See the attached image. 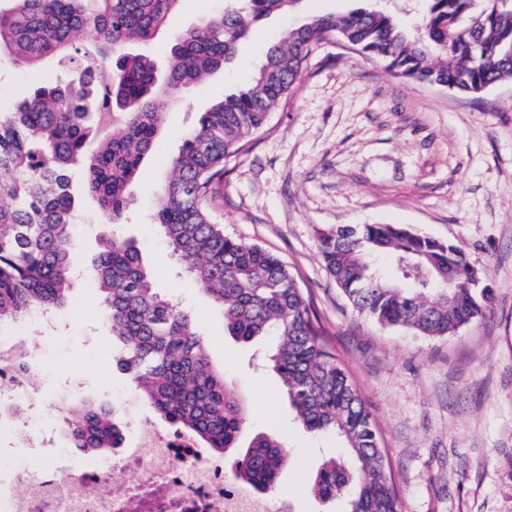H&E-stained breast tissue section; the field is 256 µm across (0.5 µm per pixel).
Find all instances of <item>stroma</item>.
<instances>
[{"instance_id":"35a3bbf8","label":"stroma","mask_w":512,"mask_h":512,"mask_svg":"<svg viewBox=\"0 0 512 512\" xmlns=\"http://www.w3.org/2000/svg\"><path fill=\"white\" fill-rule=\"evenodd\" d=\"M375 0H302L298 11L261 21L223 71L208 76L168 113L131 192L137 203L118 233L132 240L158 288L188 311L212 363L250 408L248 430L278 434L290 461L267 495L271 508L344 512L310 485L323 461L345 455L336 435L316 437L296 420L265 362L276 344L224 334V318L186 275L152 227L153 203L170 177L181 137L224 94L244 85L287 29ZM225 0H182L165 36L220 12ZM214 212L227 233L274 253L308 295L331 347L368 402L388 449L401 512H512V81L475 95L419 83L331 38L310 57L294 94L278 103L250 150L226 160ZM400 224L452 243L486 275L494 302L453 334L426 337L380 325L352 306L326 270L323 234L339 225ZM100 217L82 198L75 256L83 268L59 328L37 348L36 410L14 424L0 471L30 463L36 429L57 431L56 452L73 458L61 411L90 395L117 406L128 445L162 422L106 352L109 328L93 318L92 258Z\"/></svg>"}]
</instances>
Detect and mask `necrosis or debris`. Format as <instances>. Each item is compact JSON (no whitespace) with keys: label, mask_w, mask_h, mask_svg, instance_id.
Wrapping results in <instances>:
<instances>
[{"label":"necrosis or debris","mask_w":512,"mask_h":512,"mask_svg":"<svg viewBox=\"0 0 512 512\" xmlns=\"http://www.w3.org/2000/svg\"><path fill=\"white\" fill-rule=\"evenodd\" d=\"M30 347L27 336L0 344V401L32 405L28 388L15 382L14 369L4 359ZM28 446L37 461L20 474L27 492L14 496L0 479V512H269L267 500L233 480L223 458L170 427L146 434L116 459L89 466L62 465L49 431L33 432ZM116 464L134 471L135 480L120 493L101 492Z\"/></svg>","instance_id":"obj_1"}]
</instances>
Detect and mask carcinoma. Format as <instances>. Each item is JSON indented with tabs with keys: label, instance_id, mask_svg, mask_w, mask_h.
Instances as JSON below:
<instances>
[{
	"label": "carcinoma",
	"instance_id": "obj_1",
	"mask_svg": "<svg viewBox=\"0 0 512 512\" xmlns=\"http://www.w3.org/2000/svg\"><path fill=\"white\" fill-rule=\"evenodd\" d=\"M181 0H16L0 7V56L33 73L47 59L54 75L0 113V332L31 310L58 312L72 291L78 204L72 174L93 197L106 231L93 260L96 314L117 343L112 363L160 419L230 459L234 479L257 493L276 485L289 452L269 433L241 447L249 412L210 362L190 314L156 288L136 245L108 227L134 205L129 187L166 115L221 71L254 25L299 0H229L224 11L178 35L167 68L131 44H150ZM416 33L387 10L357 8L314 17L287 31L243 87L201 113L183 134L153 223L177 266L224 316L228 336L278 338L269 365L298 421L333 432L350 448L326 461L314 492L345 497L347 512H399L390 459L370 408L326 338L311 302L275 255L224 233L213 214L224 160L243 151L278 102L293 93L313 49L336 37L400 76L467 94L512 80V0H423ZM94 74L91 90L81 76ZM323 260L353 306L383 326L446 336L478 319L492 289L453 244L398 224L338 226L320 245ZM394 272L379 274L376 257ZM71 447L108 455L122 440L115 406L82 398L65 408Z\"/></svg>",
	"mask_w": 512,
	"mask_h": 512
}]
</instances>
